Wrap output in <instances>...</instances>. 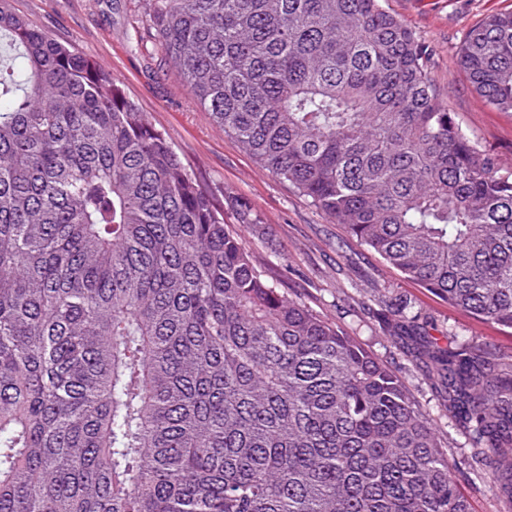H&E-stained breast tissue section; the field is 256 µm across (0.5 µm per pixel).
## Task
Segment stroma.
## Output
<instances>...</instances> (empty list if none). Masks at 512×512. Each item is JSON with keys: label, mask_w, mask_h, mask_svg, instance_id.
<instances>
[{"label": "stroma", "mask_w": 512, "mask_h": 512, "mask_svg": "<svg viewBox=\"0 0 512 512\" xmlns=\"http://www.w3.org/2000/svg\"><path fill=\"white\" fill-rule=\"evenodd\" d=\"M29 24L111 70L125 95L165 132L187 170L224 205V221L256 255L267 279L300 295L317 314L387 360L404 378L416 405L439 431L448 462L472 512H512L491 467L472 470L479 451L445 406L426 367L414 363L381 328L375 296L416 318L440 345L464 344L512 355V330L454 308L405 279L366 245L330 223L291 186L262 171L175 80L146 21L147 0H10ZM429 49L430 72L444 102L475 146L512 167V112L488 105L458 65L467 30L512 0H382ZM257 219L239 221V202Z\"/></svg>", "instance_id": "35a3bbf8"}]
</instances>
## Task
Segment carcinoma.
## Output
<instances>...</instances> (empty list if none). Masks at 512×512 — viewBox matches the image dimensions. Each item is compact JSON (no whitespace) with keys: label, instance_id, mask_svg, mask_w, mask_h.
<instances>
[{"label":"carcinoma","instance_id":"1","mask_svg":"<svg viewBox=\"0 0 512 512\" xmlns=\"http://www.w3.org/2000/svg\"><path fill=\"white\" fill-rule=\"evenodd\" d=\"M175 78L405 278L512 329V168L381 0H148ZM512 112V9L464 36ZM388 335L512 496V356ZM0 512H470L388 363L284 295L98 61L0 0Z\"/></svg>","mask_w":512,"mask_h":512}]
</instances>
